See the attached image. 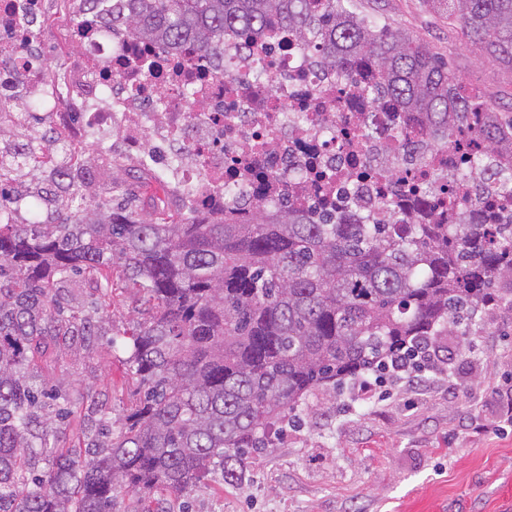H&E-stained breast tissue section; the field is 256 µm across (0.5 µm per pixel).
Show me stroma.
Returning <instances> with one entry per match:
<instances>
[{
    "label": "stroma",
    "mask_w": 512,
    "mask_h": 512,
    "mask_svg": "<svg viewBox=\"0 0 512 512\" xmlns=\"http://www.w3.org/2000/svg\"><path fill=\"white\" fill-rule=\"evenodd\" d=\"M351 9L428 44L487 106L512 113V65L467 42L427 0H350ZM86 188L130 210L151 211L161 190L124 169L118 180ZM54 377L76 404L64 423L79 435L90 401L120 415L134 400L108 338L59 353ZM423 384L384 380L376 403L358 383L316 392L297 421L278 423L270 445L252 453L239 479L223 470L203 489L160 496L154 512H512V422L500 402L512 392V320L500 309L479 313L466 347Z\"/></svg>",
    "instance_id": "1"
}]
</instances>
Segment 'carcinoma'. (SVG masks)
Instances as JSON below:
<instances>
[{"mask_svg": "<svg viewBox=\"0 0 512 512\" xmlns=\"http://www.w3.org/2000/svg\"><path fill=\"white\" fill-rule=\"evenodd\" d=\"M486 54L512 57V0H432ZM132 34L179 49L224 44L230 28L275 22L350 76L362 59L400 112H421L449 137L471 130L467 88L405 30L368 22L345 0H126ZM512 136L496 112L476 131ZM81 164L51 173L61 207L48 223L16 224L0 189V512H151L156 493L198 490L215 467L239 476L271 425L346 378L429 366L439 336H468L480 309L512 318V219L438 224L423 204L405 224L310 221L305 210L251 220L186 221L170 212L69 211ZM90 306L66 307L76 278ZM128 296L136 315L112 330ZM109 336L121 343L136 399L120 419L89 405L78 443L74 413L37 361Z\"/></svg>", "mask_w": 512, "mask_h": 512, "instance_id": "cac0c4a2", "label": "carcinoma"}]
</instances>
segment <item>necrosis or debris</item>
Masks as SVG:
<instances>
[{
    "label": "necrosis or debris",
    "mask_w": 512,
    "mask_h": 512,
    "mask_svg": "<svg viewBox=\"0 0 512 512\" xmlns=\"http://www.w3.org/2000/svg\"><path fill=\"white\" fill-rule=\"evenodd\" d=\"M25 43L0 54V128L27 134L23 103L37 101L43 135H27L30 172L94 156L136 165L182 202L184 216L246 222L252 204L337 199L340 223L395 221L400 177L424 174L425 190L464 182L461 212L481 223L486 195H510L496 176L512 167V142L487 153L479 139L444 144L418 112L395 118L390 98L367 106L335 69L287 30L230 29L223 56H187L161 39L132 38L115 19L123 0H8ZM67 44L44 64V33ZM141 50L144 71L125 61ZM490 155L485 168L476 157Z\"/></svg>",
    "instance_id": "1"
}]
</instances>
